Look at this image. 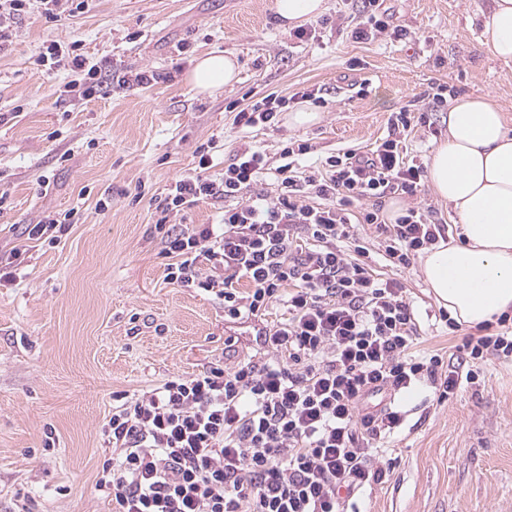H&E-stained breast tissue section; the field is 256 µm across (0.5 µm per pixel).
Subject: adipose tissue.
I'll return each instance as SVG.
<instances>
[{"mask_svg": "<svg viewBox=\"0 0 512 512\" xmlns=\"http://www.w3.org/2000/svg\"><path fill=\"white\" fill-rule=\"evenodd\" d=\"M483 38L493 55L512 61V0H493ZM236 58L207 53L188 81L211 93L238 80ZM434 195L453 209L463 244L422 250L423 279L458 323L478 327L512 309V133L501 110L484 96L448 105V136L427 164Z\"/></svg>", "mask_w": 512, "mask_h": 512, "instance_id": "obj_1", "label": "adipose tissue"}]
</instances>
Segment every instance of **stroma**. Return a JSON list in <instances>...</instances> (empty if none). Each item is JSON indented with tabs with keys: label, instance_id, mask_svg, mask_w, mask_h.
<instances>
[{
	"label": "stroma",
	"instance_id": "35a3bbf8",
	"mask_svg": "<svg viewBox=\"0 0 512 512\" xmlns=\"http://www.w3.org/2000/svg\"><path fill=\"white\" fill-rule=\"evenodd\" d=\"M327 4L329 25L303 41L278 27L273 0H93L54 26L35 12L19 22L0 52V248H22L15 280L0 283V512H111L95 480L111 454L102 427L114 395L252 355V328L226 323L212 294L164 280L155 207L192 171L196 146L215 143L214 177L249 143L273 156L301 140L320 159L373 147L407 109L426 116L402 143L423 163L448 135V108L431 98L440 84L491 98L512 132V63L483 44L492 0H386L415 37L370 43L351 37L358 0ZM53 40L80 41L110 65L111 91L65 100L68 67L38 61ZM215 50L236 54L239 80L197 93L188 71ZM141 69L158 82H123ZM306 89L327 101L307 127L283 113L273 127L245 129L227 109L275 93L294 110ZM70 211L76 222L60 243L21 238L23 225ZM375 272L403 283L418 352L458 368L470 329L440 321L419 265L380 258ZM394 402L405 421L386 442L392 467L356 493L358 512H512V360L487 361L479 382L445 403L427 383Z\"/></svg>",
	"mask_w": 512,
	"mask_h": 512
}]
</instances>
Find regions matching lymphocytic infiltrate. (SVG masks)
I'll return each instance as SVG.
<instances>
[{
  "label": "lymphocytic infiltrate",
  "mask_w": 512,
  "mask_h": 512,
  "mask_svg": "<svg viewBox=\"0 0 512 512\" xmlns=\"http://www.w3.org/2000/svg\"><path fill=\"white\" fill-rule=\"evenodd\" d=\"M38 3L45 22L88 9L90 0H0V49ZM384 0H364L351 36L413 39ZM67 55L69 96L90 100L108 74L79 42H51L40 61ZM415 121L396 112L375 148L349 150L297 169L308 143H288L279 159L262 147L239 149L221 176L210 177L211 146L195 150L197 170L176 177L155 208L164 279L211 293L228 323L256 327V355L227 366L175 376L113 407L104 433L112 456L95 487L114 512H348L355 491L383 482L391 460L382 446L404 415L373 397L414 383L434 385L448 401L493 358L512 357V316L464 337L471 370L445 367L440 355H415L418 322L402 285L365 263L354 223L381 231L385 260L409 267L448 231L425 206L386 223L372 198L417 196L423 164L409 162L399 135ZM272 178L275 195L259 191ZM201 203L220 209L216 224H188ZM282 322L265 324L273 305Z\"/></svg>",
  "instance_id": "lymphocytic-infiltrate-1"
}]
</instances>
